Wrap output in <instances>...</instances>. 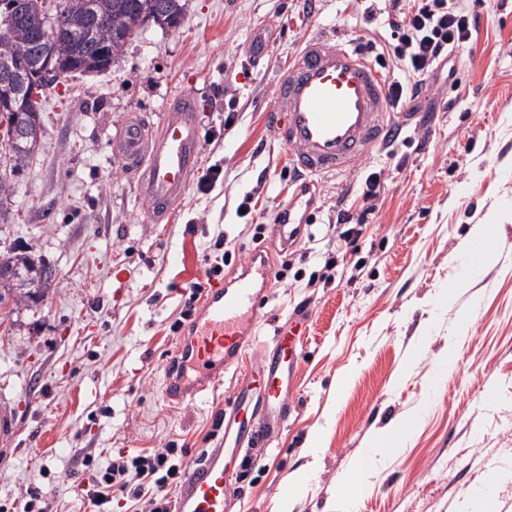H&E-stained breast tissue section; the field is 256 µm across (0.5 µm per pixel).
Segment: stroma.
<instances>
[{
  "label": "stroma",
  "instance_id": "35a3bbf8",
  "mask_svg": "<svg viewBox=\"0 0 512 512\" xmlns=\"http://www.w3.org/2000/svg\"><path fill=\"white\" fill-rule=\"evenodd\" d=\"M374 7L369 19L356 0H187L179 27L146 24L107 73L69 76L48 91L37 155L0 172L12 184L0 200V251L29 248L56 271L40 302L4 305L0 400L18 417L14 441L0 446V512H23L29 500L91 512L80 501L89 456L104 462L173 441L191 448L189 468L196 451L212 448L233 372L181 403L167 401L162 385L180 340L170 326L221 236L232 255L225 279L259 244L281 273L253 350L296 307L308 309L287 425L250 471L225 462L237 512H334L338 479L370 436L413 411L417 428L374 465L349 512H479L490 483L499 512H512V0H469L480 25L454 80L427 92L433 111L351 173L319 179L297 244L274 237L295 187L267 120L278 76L317 34L390 41L382 0ZM259 34L269 46L260 58L251 51ZM183 92L199 105L200 165L224 178L206 195L189 187L170 221L152 224L109 142L128 114L157 122ZM373 170L385 179L374 212L359 236L338 238L337 214L358 215L360 176ZM491 216L495 261L443 301ZM247 223L262 226L260 241ZM451 346L455 367L434 383ZM297 480L298 494L284 501Z\"/></svg>",
  "mask_w": 512,
  "mask_h": 512
}]
</instances>
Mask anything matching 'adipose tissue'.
<instances>
[{
    "mask_svg": "<svg viewBox=\"0 0 512 512\" xmlns=\"http://www.w3.org/2000/svg\"><path fill=\"white\" fill-rule=\"evenodd\" d=\"M417 417L403 419L392 427L374 434L369 440L368 448L362 450L357 467L344 473L339 483L347 499L359 497L366 485L372 466L380 460L392 457L402 448L406 436L415 428Z\"/></svg>",
    "mask_w": 512,
    "mask_h": 512,
    "instance_id": "1",
    "label": "adipose tissue"
}]
</instances>
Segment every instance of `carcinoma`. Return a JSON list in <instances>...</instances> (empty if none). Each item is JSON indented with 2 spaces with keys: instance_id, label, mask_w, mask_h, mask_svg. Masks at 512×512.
Returning a JSON list of instances; mask_svg holds the SVG:
<instances>
[{
  "instance_id": "1",
  "label": "carcinoma",
  "mask_w": 512,
  "mask_h": 512,
  "mask_svg": "<svg viewBox=\"0 0 512 512\" xmlns=\"http://www.w3.org/2000/svg\"><path fill=\"white\" fill-rule=\"evenodd\" d=\"M31 2L8 0L13 35L7 42L0 41V66L21 62L36 67L50 54L76 64L84 57L98 58L104 49L111 50L115 59L144 24V12L158 9L178 23L186 7V0H57L56 12L42 24L34 17ZM44 24L58 29L56 40L43 37ZM54 83V76H43L34 98L31 83L18 82L15 91L26 103L25 110L0 114V123L7 124V131L17 135L21 146H27L30 127L40 119L41 98ZM53 282L47 263L35 260L24 249L0 253V304L8 299L16 306L36 303Z\"/></svg>"
}]
</instances>
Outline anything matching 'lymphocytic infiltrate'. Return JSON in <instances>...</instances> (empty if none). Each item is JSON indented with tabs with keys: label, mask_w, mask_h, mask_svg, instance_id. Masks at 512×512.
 I'll return each instance as SVG.
<instances>
[{
	"label": "lymphocytic infiltrate",
	"mask_w": 512,
	"mask_h": 512,
	"mask_svg": "<svg viewBox=\"0 0 512 512\" xmlns=\"http://www.w3.org/2000/svg\"><path fill=\"white\" fill-rule=\"evenodd\" d=\"M391 41L374 62L381 68L400 71L388 85L391 111H416V101L426 91L439 65L451 53L468 50L480 17L465 9L461 0H387ZM187 451H140L118 456L98 467L89 489L91 503H111L116 492L131 501H146L147 512H169L166 488L180 475Z\"/></svg>",
	"instance_id": "lymphocytic-infiltrate-1"
}]
</instances>
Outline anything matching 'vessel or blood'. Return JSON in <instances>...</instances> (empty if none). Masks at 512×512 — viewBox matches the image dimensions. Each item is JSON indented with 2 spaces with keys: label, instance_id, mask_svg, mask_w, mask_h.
Masks as SVG:
<instances>
[{
  "label": "vessel or blood",
  "instance_id": "b4317fda",
  "mask_svg": "<svg viewBox=\"0 0 512 512\" xmlns=\"http://www.w3.org/2000/svg\"><path fill=\"white\" fill-rule=\"evenodd\" d=\"M276 95L268 121L289 149L290 166L300 180L281 204L275 226L277 237L287 245L300 237L311 214L314 178L349 173L386 142L393 127L381 71L341 37L309 39L279 75ZM197 112L192 94H178L157 125L129 115L110 142L112 155L146 202L152 223L171 216L199 167ZM271 278L269 259L262 250L253 251L236 279L211 288L169 362L164 394L171 401H185L222 383L228 369H235L237 377L232 402L224 409L223 439L187 471L175 512H232L225 448L264 447L288 420L292 360L298 348L291 328L276 326L254 360H247L245 353L267 303ZM191 370L196 379L188 378Z\"/></svg>",
  "mask_w": 512,
  "mask_h": 512
}]
</instances>
